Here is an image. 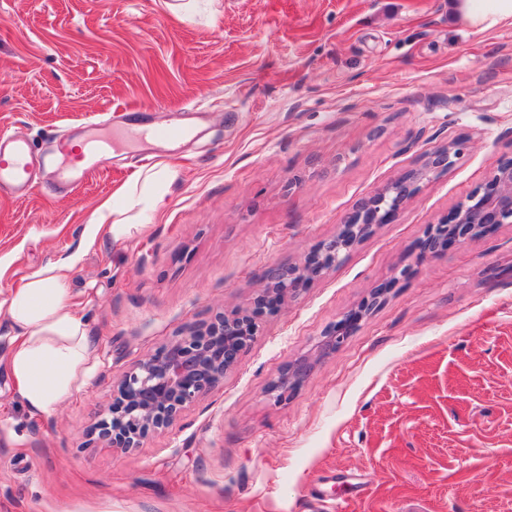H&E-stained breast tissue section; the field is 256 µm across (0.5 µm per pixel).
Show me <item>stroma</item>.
I'll return each mask as SVG.
<instances>
[{"label": "stroma", "instance_id": "35a3bbf8", "mask_svg": "<svg viewBox=\"0 0 512 512\" xmlns=\"http://www.w3.org/2000/svg\"><path fill=\"white\" fill-rule=\"evenodd\" d=\"M142 110L196 133L144 152ZM0 134L112 145L75 189L40 169L0 193V300L77 255L98 354L47 418L0 371V512H512V224L420 250L512 157V26L449 23L448 0H0ZM455 140L452 168L262 319L223 387L142 447L89 440L140 355L247 306ZM105 202L120 238L91 233ZM358 320V316L346 314L330 326L323 334L324 340L321 342L320 352L327 353L341 346L351 334ZM306 373L307 366L305 364L297 363L294 365H288L278 379L273 382L271 389L272 391L279 392L278 397L282 399L283 397L288 396L289 388L299 383Z\"/></svg>", "mask_w": 512, "mask_h": 512}]
</instances>
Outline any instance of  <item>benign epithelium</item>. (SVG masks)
<instances>
[{
  "label": "benign epithelium",
  "instance_id": "obj_1",
  "mask_svg": "<svg viewBox=\"0 0 512 512\" xmlns=\"http://www.w3.org/2000/svg\"><path fill=\"white\" fill-rule=\"evenodd\" d=\"M461 144L453 142L435 152L421 168L391 182L363 200L342 223L338 235L329 239L294 265L269 269L257 289L253 306L224 311L209 322L190 326L148 352L125 370L112 385V402L92 424L91 433L110 448H138L151 433L168 428L186 408L223 386L224 375L240 353L253 341L258 321L279 312L309 282L336 268L345 253L370 232L375 224H388L399 210L421 190L435 171L455 164ZM501 224H512V158L498 163L486 182L471 193L429 234L423 252L436 253L441 247L433 240L448 229V239L461 241L482 235ZM359 317L344 315L324 332L320 352L341 346ZM307 366H288L271 389L278 397L288 396L291 386L306 375Z\"/></svg>",
  "mask_w": 512,
  "mask_h": 512
}]
</instances>
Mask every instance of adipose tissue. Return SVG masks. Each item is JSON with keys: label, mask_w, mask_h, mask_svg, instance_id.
<instances>
[{"label": "adipose tissue", "mask_w": 512, "mask_h": 512, "mask_svg": "<svg viewBox=\"0 0 512 512\" xmlns=\"http://www.w3.org/2000/svg\"><path fill=\"white\" fill-rule=\"evenodd\" d=\"M448 11L479 32L512 24V0H448ZM71 267L68 261L48 263L0 301L13 332L0 367L34 414L51 415L85 383L96 363L87 326L72 309Z\"/></svg>", "instance_id": "adipose-tissue-1"}]
</instances>
